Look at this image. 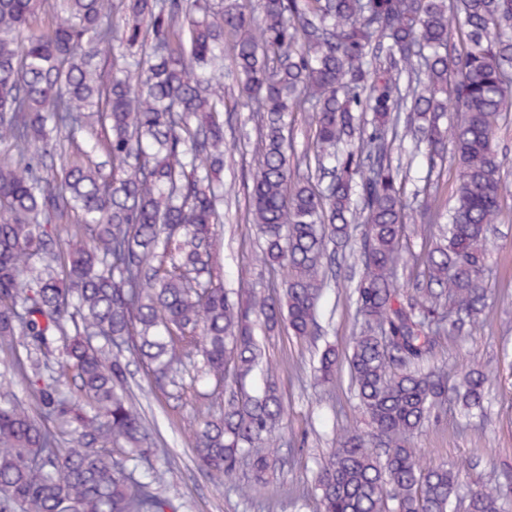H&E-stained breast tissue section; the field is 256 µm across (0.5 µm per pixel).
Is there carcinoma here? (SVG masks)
I'll list each match as a JSON object with an SVG mask.
<instances>
[{
	"instance_id": "1",
	"label": "carcinoma",
	"mask_w": 512,
	"mask_h": 512,
	"mask_svg": "<svg viewBox=\"0 0 512 512\" xmlns=\"http://www.w3.org/2000/svg\"><path fill=\"white\" fill-rule=\"evenodd\" d=\"M226 51L241 76L233 106L261 126L248 214L264 259L289 269L275 296L250 281L228 295L215 259L228 105L212 70ZM290 112L315 120L321 190L293 179ZM448 112L458 119L443 127ZM506 112L512 0H0V348L59 342L63 357L48 378L39 360L17 361L28 391L0 406V512H177L125 351L163 392L183 389L184 359L200 355L226 392L190 435L199 466L230 486L245 460L265 484L284 405L269 368L246 389L263 360L254 319L313 338L330 250L356 226L361 327L346 363L371 431L338 439L316 477L320 512H453L457 472L408 438L450 391L483 411L489 371L429 363L486 308ZM390 133L431 160L453 145L455 206L447 242L422 260L428 288L397 282L409 215ZM337 360L325 347L318 383ZM121 443L124 458L105 454ZM499 498L481 486L467 512H501Z\"/></svg>"
}]
</instances>
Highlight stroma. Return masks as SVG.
<instances>
[{"mask_svg":"<svg viewBox=\"0 0 512 512\" xmlns=\"http://www.w3.org/2000/svg\"><path fill=\"white\" fill-rule=\"evenodd\" d=\"M248 109L225 128L229 150L224 157V222L216 227V245L225 289L241 280L261 288L276 287L286 278L284 268H270L262 260L263 241L254 225L245 223L248 175L252 165L249 142L256 137ZM496 143L504 164L503 215L489 236L485 286L488 306L471 333L442 337L434 362L454 367L470 361L488 366L495 374L486 416L465 417L455 405H445L427 419L409 439L427 461L458 470L460 496L479 485L499 486L505 512H512V115L502 120ZM405 180L404 196L411 206L434 197L440 209L452 203L458 172L452 155L429 161L415 153L411 141L397 145ZM429 227L409 225L398 265L399 282H422L417 263L426 248ZM355 272L353 258L338 259L318 308L323 344L346 356L357 331L356 308L348 299ZM266 358L273 366L287 408L274 431V447L283 464L266 485L251 482L248 467H241L236 486L214 485L188 445L200 419L217 414L222 398L204 399L184 389L173 399L150 391L144 368L129 365V381L150 425L157 450L156 465L166 473L162 487L178 512H319L313 489L317 473L346 430L369 432L370 426L350 385L347 369H340L334 384L315 385L313 368L320 346L297 341L280 330L267 334Z\"/></svg>","mask_w":512,"mask_h":512,"instance_id":"obj_1","label":"stroma"}]
</instances>
